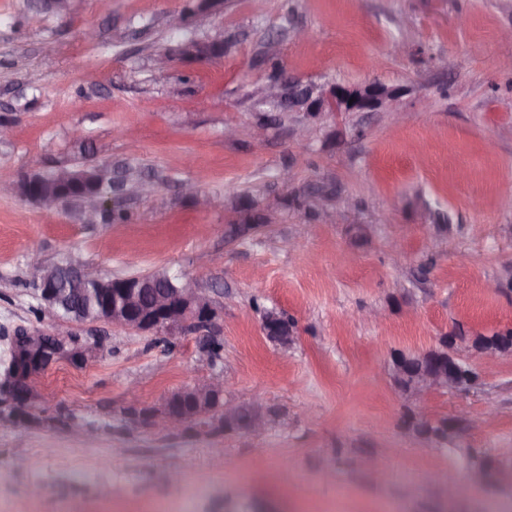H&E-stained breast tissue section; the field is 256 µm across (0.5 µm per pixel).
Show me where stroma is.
Wrapping results in <instances>:
<instances>
[{
  "label": "stroma",
  "instance_id": "obj_1",
  "mask_svg": "<svg viewBox=\"0 0 512 512\" xmlns=\"http://www.w3.org/2000/svg\"><path fill=\"white\" fill-rule=\"evenodd\" d=\"M510 28L512 0H83L67 18L0 0L13 127L0 181L108 168L129 215L92 222L0 195V512H236L230 488L261 512H443L451 474L512 512V353L473 392L428 397L424 417L474 421L448 444L404 434L391 378L394 351L512 330ZM190 39L221 48L195 61L179 54ZM275 67L394 95L373 112L277 114L264 96ZM199 175L204 208L181 191ZM131 179L157 199L128 194ZM325 207L337 223L316 220ZM32 251L107 276L181 273L214 300L220 360L192 334L75 324L82 360L61 354L17 407L4 385L16 336L58 324L30 286ZM272 308L295 322L288 348L262 331ZM368 308L384 321L361 319ZM212 372L227 397L270 409L262 433L129 423L131 405L162 406ZM468 451L493 477L463 467Z\"/></svg>",
  "mask_w": 512,
  "mask_h": 512
}]
</instances>
